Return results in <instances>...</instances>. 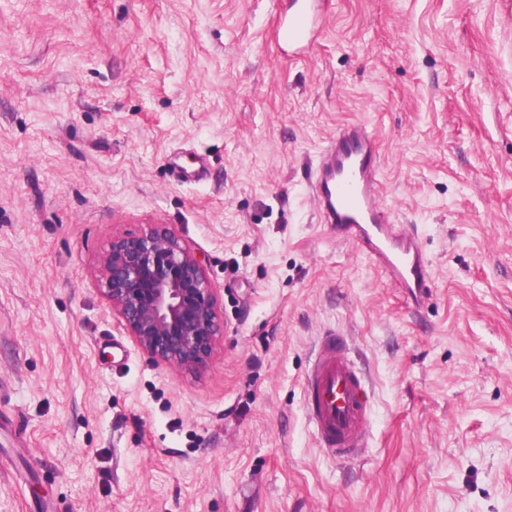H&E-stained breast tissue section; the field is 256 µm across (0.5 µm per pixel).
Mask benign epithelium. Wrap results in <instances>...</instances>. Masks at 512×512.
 I'll return each mask as SVG.
<instances>
[{
  "label": "benign epithelium",
  "mask_w": 512,
  "mask_h": 512,
  "mask_svg": "<svg viewBox=\"0 0 512 512\" xmlns=\"http://www.w3.org/2000/svg\"><path fill=\"white\" fill-rule=\"evenodd\" d=\"M96 286L137 346L158 363L195 371L220 342L203 260L168 227L112 239L98 259Z\"/></svg>",
  "instance_id": "benign-epithelium-1"
}]
</instances>
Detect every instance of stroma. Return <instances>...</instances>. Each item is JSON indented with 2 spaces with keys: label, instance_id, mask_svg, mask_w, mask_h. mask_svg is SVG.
<instances>
[{
  "label": "stroma",
  "instance_id": "35a3bbf8",
  "mask_svg": "<svg viewBox=\"0 0 512 512\" xmlns=\"http://www.w3.org/2000/svg\"><path fill=\"white\" fill-rule=\"evenodd\" d=\"M281 3L0 0V512H512V0H320L303 51ZM357 120L431 260L416 309L309 186ZM152 224L214 286L195 372L95 287ZM331 330L371 379L344 460L305 410Z\"/></svg>",
  "mask_w": 512,
  "mask_h": 512
}]
</instances>
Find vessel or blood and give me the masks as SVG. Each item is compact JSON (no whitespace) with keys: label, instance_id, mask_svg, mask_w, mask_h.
<instances>
[{"label":"vessel or blood","instance_id":"obj_1","mask_svg":"<svg viewBox=\"0 0 512 512\" xmlns=\"http://www.w3.org/2000/svg\"><path fill=\"white\" fill-rule=\"evenodd\" d=\"M315 25L312 0L284 16L278 34L288 46H306ZM377 142L361 122L340 127L321 152L310 178L323 223L337 241L365 255L413 305L429 296L430 260L417 231L396 223L382 201ZM368 379L346 353L341 333L317 343L305 381L306 408L321 448L336 458L353 456L370 435Z\"/></svg>","mask_w":512,"mask_h":512}]
</instances>
